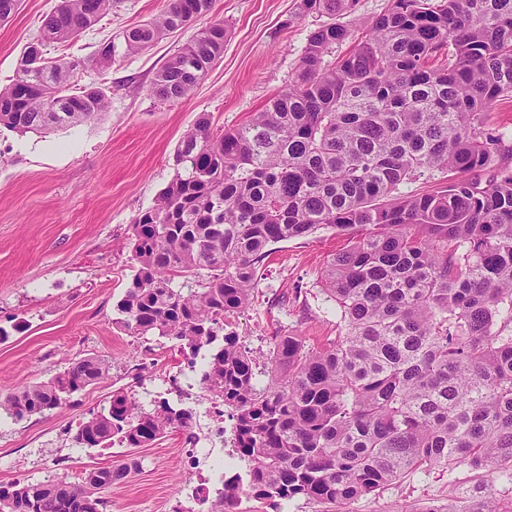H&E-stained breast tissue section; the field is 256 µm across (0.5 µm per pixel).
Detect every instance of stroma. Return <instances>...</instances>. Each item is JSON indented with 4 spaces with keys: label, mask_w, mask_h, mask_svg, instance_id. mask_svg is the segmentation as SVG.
Returning a JSON list of instances; mask_svg holds the SVG:
<instances>
[{
    "label": "stroma",
    "mask_w": 512,
    "mask_h": 512,
    "mask_svg": "<svg viewBox=\"0 0 512 512\" xmlns=\"http://www.w3.org/2000/svg\"><path fill=\"white\" fill-rule=\"evenodd\" d=\"M57 3L21 0L13 20L0 24L1 86L15 77L24 45ZM164 5L117 0L78 38L51 48V56L83 60L76 85L106 88L110 104L101 119L47 134L0 131V325L26 323L0 342V398L89 355L110 365L108 377L75 394L70 405L21 421L0 414V484L77 483L85 471L135 458L124 484L102 490L107 512H175L190 472L188 441L202 438L198 419L212 400L200 384H188L190 360L177 341L142 338L114 323L134 270V219L173 178L178 141L199 114L209 113L214 126L227 130L245 123L286 87L309 35L323 22L300 13L299 0H214L212 16L227 31L222 59L189 97L162 102L148 87L185 42L184 33L117 57L106 70L94 52ZM346 244V236L330 228L275 244L250 305L234 319L247 347L267 350L272 337L286 333L316 346L338 334L336 308L324 301L320 275ZM119 391L147 409L168 397L193 411L196 422L146 448L76 446L79 422ZM483 482L463 465L412 471L379 495L352 502L349 512H398L406 502L444 506Z\"/></svg>",
    "instance_id": "stroma-1"
}]
</instances>
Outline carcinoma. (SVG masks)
Segmentation results:
<instances>
[{
  "instance_id": "1",
  "label": "carcinoma",
  "mask_w": 512,
  "mask_h": 512,
  "mask_svg": "<svg viewBox=\"0 0 512 512\" xmlns=\"http://www.w3.org/2000/svg\"><path fill=\"white\" fill-rule=\"evenodd\" d=\"M352 38L328 22L308 38L296 74L265 109L232 130L201 113L181 136L176 172L132 224L134 274L116 323L207 349L202 388L224 403L244 467L222 477L207 512L246 496L304 500L322 512L380 492L408 471L464 464L512 486V145L488 125L512 99V0H388ZM115 0H59L0 88V127L19 134L98 120L100 86L75 88L84 62L46 56ZM357 0H300L343 15ZM213 0H167L145 24L100 43L96 63L137 54L212 12ZM224 21L198 28L155 73L150 94L179 101L224 54ZM495 168L482 183L475 173ZM442 175L438 191L402 188ZM332 228L348 245L321 275L338 336L314 346L275 336L264 363L231 318L249 302L270 246ZM108 362L87 356L0 400L23 420L71 403ZM267 374L261 385L258 376ZM192 412L146 411L114 394L82 421L76 444L146 448L186 430ZM135 462L93 468L78 483L0 485V512H104L101 490ZM448 512H512L496 495H463Z\"/></svg>"
}]
</instances>
